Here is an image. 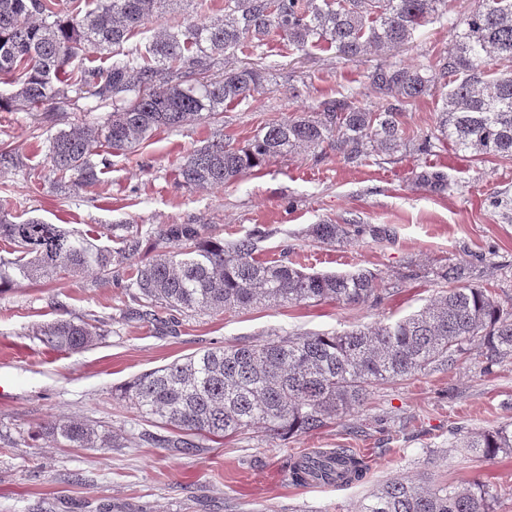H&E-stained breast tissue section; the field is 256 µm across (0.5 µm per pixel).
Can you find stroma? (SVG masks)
Returning a JSON list of instances; mask_svg holds the SVG:
<instances>
[{"label": "stroma", "mask_w": 512, "mask_h": 512, "mask_svg": "<svg viewBox=\"0 0 512 512\" xmlns=\"http://www.w3.org/2000/svg\"><path fill=\"white\" fill-rule=\"evenodd\" d=\"M473 6L448 0L447 15L420 27L395 60L419 65L446 52L453 21ZM385 60L381 52L347 61L332 50H291L276 34L249 57L227 50L225 65L258 63L270 81L257 99L224 111V133L247 144L268 120L313 112L350 89L359 106L387 105L368 79ZM299 80L306 86L295 97L289 86ZM442 104L437 94L406 106L411 138L432 135ZM107 116L90 99L60 104L52 123L21 105L0 111V147L17 160L0 170V207L15 221L63 224L115 253L130 237L140 241L111 280L21 281L0 292V512H357L379 485L403 476L486 482L494 512H512V457L482 460L456 445L460 434L512 423V360L489 371L476 353L452 366L437 362L414 379L378 387L366 404L320 430L275 440L253 429L190 454L142 441L165 427L119 398L134 376L207 347L395 322L441 293L437 273L452 263L467 264L469 284L512 307V161L480 160L445 139L424 153L409 147L385 156L369 148L353 163L326 146L272 158L223 187L189 189L179 166L212 132L198 122L109 155L95 186L54 188L50 135ZM435 172L443 185L426 182ZM352 219L370 233L334 245L306 234L313 224ZM169 224H197L227 241L258 234L260 258L284 254L308 272L371 271L383 299L193 312L155 328L128 316L127 271L160 251ZM72 318L97 320L103 335L96 345L57 352L31 334L32 326ZM62 417L106 422L118 447L63 448L39 435L41 425ZM320 448L353 449L368 464L366 478L343 487L290 484L289 457Z\"/></svg>", "instance_id": "1"}]
</instances>
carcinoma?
<instances>
[{"label":"carcinoma","instance_id":"carcinoma-1","mask_svg":"<svg viewBox=\"0 0 512 512\" xmlns=\"http://www.w3.org/2000/svg\"><path fill=\"white\" fill-rule=\"evenodd\" d=\"M93 2L83 14L61 15L51 0H0V77L17 86L0 94V110L20 103L47 114L71 92L111 109L101 126L51 137L57 188L91 187L98 182L93 157L132 153L155 133L191 122L215 128L179 167L186 188L222 187L273 157L325 144L350 159L368 143L391 156L409 144L402 107L441 89L439 134L480 159L512 160V0H475L453 22L448 52L428 65L391 62L369 74L371 84L394 99L387 106L360 107L348 96L324 100L309 115L268 123L242 147L224 139L222 114L264 93L267 78L256 64L211 76L226 50L255 48L277 33L298 50L324 43L352 61L408 44L419 27L444 15L447 0H224V16L160 27L144 47L128 51L124 45L179 0ZM92 48L124 59L71 67ZM362 231L353 222L315 224L307 236L332 245ZM162 239L173 249L131 275L136 315L143 320L161 324L165 314L382 298L376 276L366 270L306 273L286 258H259L256 234L226 243L203 236L198 224H169ZM0 242L17 253L12 260L0 258V289L19 279L39 282L89 270L108 275L112 264H122L139 246L129 238L116 257L59 224L17 223L2 207ZM465 270L462 263L442 269L438 277L450 287L393 324L207 348L131 379L120 397L170 429L158 440L163 447L192 453L203 440L255 428L279 438L319 430L363 405L374 388L415 377L435 362L452 366L473 351L489 367L512 359V313L487 288L457 286ZM32 335L53 349L76 352L92 346L100 332L72 318L36 325ZM41 433L64 447H113L112 432L97 421L53 420ZM461 447L486 460L512 455V423L466 436ZM367 471L363 457L338 448L292 457L288 476L297 486L349 485ZM493 501L492 488L482 482L422 487L394 478L366 497L358 512H493Z\"/></svg>","mask_w":512,"mask_h":512}]
</instances>
